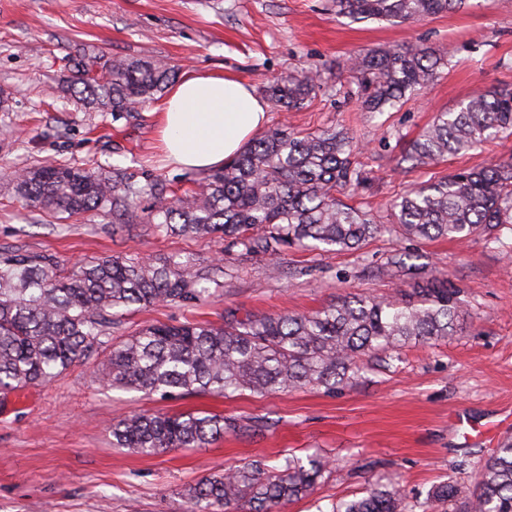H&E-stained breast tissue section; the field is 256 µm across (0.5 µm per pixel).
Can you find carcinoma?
I'll return each instance as SVG.
<instances>
[{"label": "carcinoma", "mask_w": 512, "mask_h": 512, "mask_svg": "<svg viewBox=\"0 0 512 512\" xmlns=\"http://www.w3.org/2000/svg\"><path fill=\"white\" fill-rule=\"evenodd\" d=\"M336 15L353 20L418 21L470 6L469 0H335ZM448 66L445 52L408 45L356 57L349 72L369 112L393 107L433 81ZM69 87L88 105L115 116L164 91L175 77L161 61L111 60L104 71L82 57ZM323 79L302 72L268 89L274 105L300 109ZM512 133V88L493 86L441 111L412 142L402 161L429 165L465 154ZM355 147L336 130L294 132L276 128L254 138L223 168L192 180L194 189L172 201L163 185L140 182L128 169L112 174L48 162L17 182L34 208L73 217H112V230L154 224L177 236L224 234L227 247L246 255H275L305 247L323 252L362 248L387 231L371 214L336 198V188L356 191L366 178ZM150 206L141 207L144 199ZM393 230L424 240H462L502 228L512 231V156L499 164L460 170L407 191L391 204ZM421 255L398 252L378 274L422 271ZM221 264L199 267L190 258L145 261L135 254L105 256L66 270L50 255L0 252V406L12 393L34 388L88 358L110 335L113 319L133 306H197L220 287ZM460 289L431 277L414 295L377 298L347 293L303 314L239 318L224 323L152 325L108 345L99 382L146 395L175 397L249 390L264 395L319 386L334 392L371 354L396 353L405 344L457 332ZM241 429L231 417L205 413H133L112 422L122 448L152 455L166 448L199 447ZM329 461L284 458L270 471L259 464L214 472L186 493L188 512H279L310 496ZM457 496L443 483L438 503ZM331 512H414L395 486L377 482L366 495L336 502ZM470 512H512V438L485 460Z\"/></svg>", "instance_id": "obj_1"}]
</instances>
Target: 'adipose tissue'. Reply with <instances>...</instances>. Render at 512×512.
I'll return each mask as SVG.
<instances>
[{
	"label": "adipose tissue",
	"instance_id": "adipose-tissue-1",
	"mask_svg": "<svg viewBox=\"0 0 512 512\" xmlns=\"http://www.w3.org/2000/svg\"><path fill=\"white\" fill-rule=\"evenodd\" d=\"M265 122L263 101L243 82L193 74L169 88L157 132L171 165L207 171L239 154Z\"/></svg>",
	"mask_w": 512,
	"mask_h": 512
}]
</instances>
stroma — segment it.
<instances>
[{"instance_id":"1","label":"stroma","mask_w":512,"mask_h":512,"mask_svg":"<svg viewBox=\"0 0 512 512\" xmlns=\"http://www.w3.org/2000/svg\"><path fill=\"white\" fill-rule=\"evenodd\" d=\"M410 44L447 52L443 74L402 104L364 111L351 92L350 59ZM81 48L107 60L161 59L179 78L224 73L259 97L290 75L319 72L326 83L318 95L298 111L267 107L266 125L347 132L369 180L337 196L386 222L390 202L407 190L512 156L511 135L434 165L399 164L436 112L512 85V0H472L463 11L402 23L354 22L337 16L331 0H0V95L9 98L0 111V250L50 254L68 267L128 253L187 256L203 267L224 262V286L205 304L131 310L115 319L113 339L155 323L220 324L230 308L242 315L306 313L348 292L408 290L415 276L377 272L401 251L426 256L427 274L460 288L464 315L459 335L370 361L333 393L308 387L263 396L246 390L229 398L148 397L99 385L94 372L104 355L96 353L11 396L0 413V512H185L186 489L208 474L253 461L274 468L291 454L323 455L330 470L313 495L286 512H329L378 479L421 503L435 486L452 482L458 495L448 512H467L491 449L464 438L454 420L481 426L512 413V234H481L464 244L385 234L356 251L291 249L275 257L225 249L218 235L164 236L151 224L116 233L108 217L62 219L26 205L15 176L45 162L105 172L117 163L170 190L192 187L193 171L171 166L158 146L154 102L116 119L63 88ZM143 411L233 416L243 429L152 456L114 447L113 419ZM257 420L265 429L255 435L247 427Z\"/></svg>"}]
</instances>
